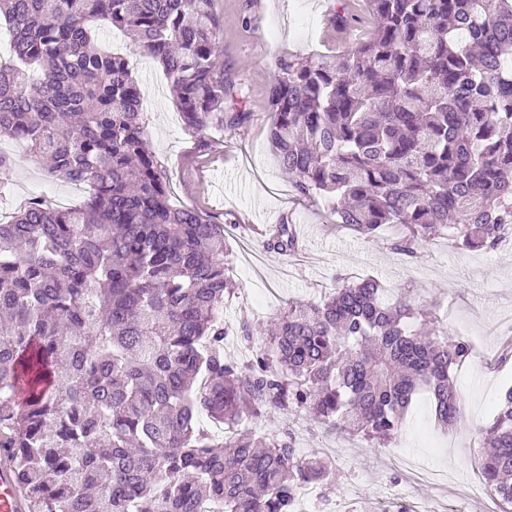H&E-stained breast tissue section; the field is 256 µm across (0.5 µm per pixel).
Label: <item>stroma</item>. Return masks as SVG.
I'll use <instances>...</instances> for the list:
<instances>
[{"label": "stroma", "mask_w": 512, "mask_h": 512, "mask_svg": "<svg viewBox=\"0 0 512 512\" xmlns=\"http://www.w3.org/2000/svg\"><path fill=\"white\" fill-rule=\"evenodd\" d=\"M339 0H217L224 23L221 61L226 83L244 92L226 111L248 113L238 129L213 124L197 134L183 124L161 67L143 57L133 73L148 93L144 121L155 156L165 167L170 199L196 209L212 222L229 223L226 265L238 288L224 301V354L242 363L265 342L263 327L292 301H317L341 278L373 277L387 296L408 295L429 311L449 338L463 337L487 356L512 340V239L497 250L459 248L442 236L414 256L396 252L402 227L386 226L365 237L339 224L324 201L300 197L280 168L268 141L271 115L267 90L277 57L323 55L351 48V41L327 31L325 10ZM14 162L0 176V217L9 218L28 199L45 196L62 207L87 197L86 185L52 177L38 156L0 139ZM293 224L296 252L284 255L264 246L269 229ZM256 332L241 340V318ZM464 421L441 432L425 403L408 416L397 440L386 447L331 429L306 412H269L243 421L260 434L290 432L299 456L330 460L336 473L322 490L325 512H501L478 469L474 427L487 423L502 391L512 385V361L495 368L471 361L456 371Z\"/></svg>", "instance_id": "35a3bbf8"}]
</instances>
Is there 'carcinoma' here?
<instances>
[{
  "instance_id": "obj_1",
  "label": "carcinoma",
  "mask_w": 512,
  "mask_h": 512,
  "mask_svg": "<svg viewBox=\"0 0 512 512\" xmlns=\"http://www.w3.org/2000/svg\"><path fill=\"white\" fill-rule=\"evenodd\" d=\"M216 0H0L13 56L0 61V136L89 183L79 205L32 198L0 222V451L26 512H295L329 485L286 435L240 431L300 409L378 443L414 397L443 427L463 419L454 372L469 345L373 278L280 313L255 360L224 357V227L170 202L129 55L112 26L166 72L187 129L242 125L224 83ZM376 20L348 53L283 56L268 138L295 191L336 223L409 234L413 255L452 233L469 250L512 235V0H366ZM265 247H297L284 221ZM205 414L223 438L200 431ZM479 469L512 504V387L488 423Z\"/></svg>"
}]
</instances>
